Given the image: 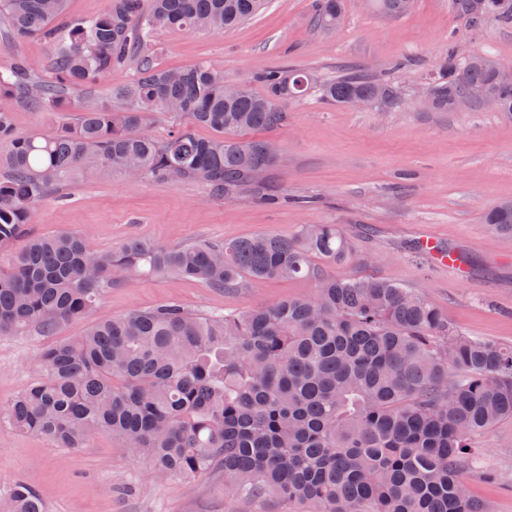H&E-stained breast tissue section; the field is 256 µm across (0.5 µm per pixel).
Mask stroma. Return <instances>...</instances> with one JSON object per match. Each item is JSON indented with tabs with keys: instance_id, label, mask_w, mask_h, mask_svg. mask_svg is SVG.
<instances>
[{
	"instance_id": "1",
	"label": "stroma",
	"mask_w": 512,
	"mask_h": 512,
	"mask_svg": "<svg viewBox=\"0 0 512 512\" xmlns=\"http://www.w3.org/2000/svg\"><path fill=\"white\" fill-rule=\"evenodd\" d=\"M339 25L316 23L313 0H267L255 17L224 31L167 30L156 61L182 68L207 61L226 78L245 81L271 64L310 71L323 80L355 72L395 86L398 105L378 110L325 103L310 91L288 105V119L268 132L278 143L268 172L274 203L243 194L209 199L193 181L131 180L105 168L94 179L72 178L34 208L28 236L73 231L100 252L140 238L168 247L274 233L284 238L307 224H336L356 245L354 258L329 267L343 278L380 277L425 294L468 336L512 344V234L489 230L485 216L512 200V112L467 104L450 112L424 105L430 76L448 56L481 52L512 71V21L462 15L456 0H414L412 10L385 18L366 0H343ZM15 131L55 132L72 113L35 112L0 96ZM430 237L465 252L464 274L407 249ZM310 279L245 281L222 292L198 279L131 277L105 293L90 320L65 326L82 335L89 321L176 304L201 317L246 313L277 300L311 296ZM50 339L0 335V408L41 370L37 353ZM483 477L465 472L470 493L490 512H512V420L476 442ZM19 481L36 488L48 512H285L278 500L250 501L225 491L224 473L157 479L147 462L108 434L85 447L62 448L19 432L0 416V497Z\"/></svg>"
}]
</instances>
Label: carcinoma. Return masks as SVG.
Masks as SVG:
<instances>
[{
    "mask_svg": "<svg viewBox=\"0 0 512 512\" xmlns=\"http://www.w3.org/2000/svg\"><path fill=\"white\" fill-rule=\"evenodd\" d=\"M265 0H109L99 16L62 21L67 0H0L14 40L48 44L45 63L20 58L0 71V94L35 111L74 112L53 135L18 136L0 111V252L26 234L33 209L64 176L103 168L170 183L197 181L209 196L263 191L252 172L277 157L243 134L282 126L288 103L316 88L329 104H394L396 89L357 74L322 81L286 66L262 68L224 95V70L208 63L164 68L155 61L165 30L222 31L251 19ZM407 0H373L386 16ZM462 13L512 19V0H460ZM342 0H316L315 19L334 28ZM116 66L133 71L104 104L85 88ZM262 86L253 91L251 83ZM487 89L512 112V83L485 56L455 59L431 79L428 108L448 112ZM177 105L171 110L170 105ZM189 117L217 133L157 140L158 112ZM486 224L512 232V201ZM350 240L334 224H307L291 238H246L166 247L130 239L110 253L78 233L31 236L0 271V334L56 336L88 318L116 277L198 278L232 291L254 281L308 277L315 293L247 314L201 318L175 304L90 323L38 356L42 375L7 407L18 431L63 448L107 432L151 464L184 479L224 470V485L268 496L297 512H487L460 480L475 463V438L512 420V345L463 335L423 295L383 278H336ZM3 512H45L24 483Z\"/></svg>",
    "mask_w": 512,
    "mask_h": 512,
    "instance_id": "cac0c4a2",
    "label": "carcinoma"
}]
</instances>
